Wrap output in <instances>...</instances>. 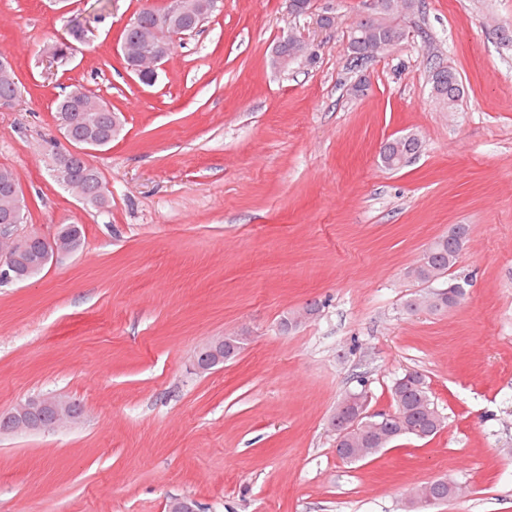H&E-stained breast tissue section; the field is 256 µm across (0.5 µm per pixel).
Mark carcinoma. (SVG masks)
<instances>
[{"instance_id": "obj_1", "label": "carcinoma", "mask_w": 512, "mask_h": 512, "mask_svg": "<svg viewBox=\"0 0 512 512\" xmlns=\"http://www.w3.org/2000/svg\"><path fill=\"white\" fill-rule=\"evenodd\" d=\"M183 13H178L170 4L163 10L144 8L131 20L132 32L125 42L126 53L135 61L147 59L146 53L157 49L173 36L195 32L217 10L214 0H181ZM351 37L359 50L377 40L385 39L388 45H395L400 38L398 31L386 30L374 23L360 22L351 32ZM432 83L440 86L436 95L447 101L448 107H454L463 96V87L454 69L432 73ZM17 93L15 73L7 62V55L0 51V99L15 98ZM71 112L78 117L77 130L92 128L97 131L102 146L112 143L120 131V118L106 102L82 85H75L58 100L55 115ZM419 150V141L410 140L401 143L397 149L385 144L380 152V160L388 169L398 168L405 160ZM66 188L87 194L95 198L94 207L106 204V188L97 170L86 172L79 163L73 165V178ZM29 210L24 201L8 199L0 192V221L14 224H26ZM468 228L458 224L451 229V236H442L435 240L427 251L425 262L412 269V275L421 282H432L442 277L456 264L461 248L459 243L466 242ZM464 294L457 283H450L445 289L433 291L425 297L409 304L417 310L426 305L432 312L446 311L456 306L454 296ZM395 417L385 422L371 423L363 428L356 427L340 443V453L346 463L362 462L382 451L394 440L413 435L425 439L435 435L441 427V416L429 396L423 377L413 371L398 379L392 389ZM453 490L448 480L440 478L412 487L409 500L412 503L422 501L425 505H436L448 501Z\"/></svg>"}]
</instances>
